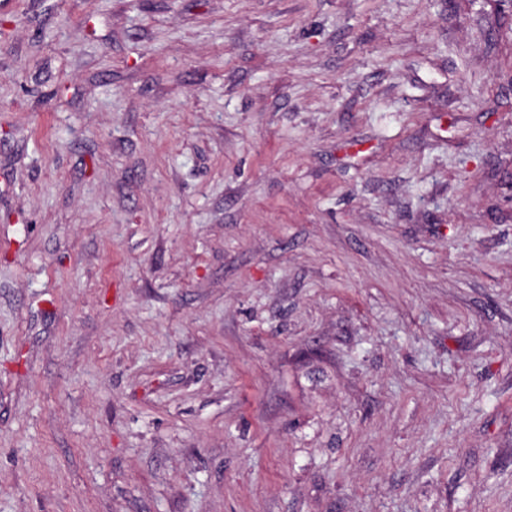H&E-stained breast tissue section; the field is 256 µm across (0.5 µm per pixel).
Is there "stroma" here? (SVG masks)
<instances>
[{
	"label": "stroma",
	"mask_w": 512,
	"mask_h": 512,
	"mask_svg": "<svg viewBox=\"0 0 512 512\" xmlns=\"http://www.w3.org/2000/svg\"><path fill=\"white\" fill-rule=\"evenodd\" d=\"M0 512H512V0L0 9Z\"/></svg>",
	"instance_id": "obj_1"
}]
</instances>
